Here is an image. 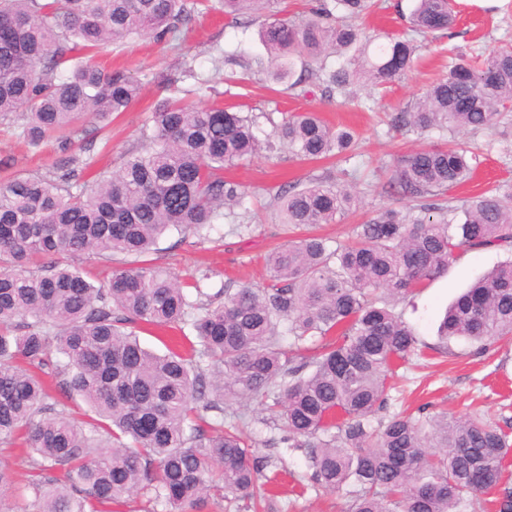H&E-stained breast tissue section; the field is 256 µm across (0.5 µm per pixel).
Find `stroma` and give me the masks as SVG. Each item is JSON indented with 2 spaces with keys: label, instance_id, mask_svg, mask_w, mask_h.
Listing matches in <instances>:
<instances>
[{
  "label": "stroma",
  "instance_id": "obj_1",
  "mask_svg": "<svg viewBox=\"0 0 512 512\" xmlns=\"http://www.w3.org/2000/svg\"><path fill=\"white\" fill-rule=\"evenodd\" d=\"M374 13L357 18L358 27L380 36L408 37L402 12L412 0H378ZM458 22L453 29L434 37L417 38L411 68L394 81L381 86L357 84L349 97H324L319 89L296 94L287 84L271 77L272 67L259 33L272 15L304 22L311 0H273L269 9L233 21L215 12L196 17L181 31L175 43H158L152 38L106 43L95 62L109 70L124 69L136 79L141 90L132 106L113 114L106 127L82 122L75 144L90 143L94 170L82 175L91 183L95 174L119 169L124 156L144 146L142 131L151 123L154 104L165 96L188 97L199 107H223L250 116L260 140L273 137V126L285 116L315 112L336 128L355 132L354 156L344 161L331 158L303 162L277 148L236 165L225 167V178L243 184L247 195L226 217L200 234L166 232L149 263L177 278L187 293L202 290L212 294L220 288L249 283L257 287L268 282L263 257L288 241L287 225L275 218L274 198L286 184L305 186L310 179L333 174L336 183L352 187L360 203L331 224L317 228V235L331 245L347 243L358 224L378 210L394 206L408 209L373 178L376 170L391 168L403 154L449 142L473 143L480 149L479 163L470 180L450 192L455 201L475 198L488 189H512V113L488 129L432 131L424 135L389 131L393 112L422 96L436 81L447 77L452 54L471 49L491 51L512 44V0H457ZM192 76H184L185 68ZM174 76L170 88H162L163 75ZM206 92H199V85ZM18 127L0 125V181L13 175L47 172L63 157L55 141L40 147L28 146L18 137ZM507 256L505 249L462 251L445 274L427 282L425 288L395 310L415 331L418 350L408 360L396 362L400 388L391 390L387 415L435 416L442 413L463 417L480 413L494 421L512 420V340L497 341L484 352H476L465 340L442 344L437 330L445 309L469 285ZM246 410L243 433L252 442L262 479L271 480L276 490L270 512H344L346 492H332L306 482L307 464L301 452L280 443L281 433L263 424L260 401L247 405L228 399L225 415Z\"/></svg>",
  "mask_w": 512,
  "mask_h": 512
}]
</instances>
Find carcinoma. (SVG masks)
I'll return each mask as SVG.
<instances>
[{
  "label": "carcinoma",
  "instance_id": "cac0c4a2",
  "mask_svg": "<svg viewBox=\"0 0 512 512\" xmlns=\"http://www.w3.org/2000/svg\"><path fill=\"white\" fill-rule=\"evenodd\" d=\"M269 0H220L243 15ZM373 0H317L302 24L277 18L261 30L273 77L324 95H346L364 80L384 85L410 67L409 38H375L346 23ZM211 0H0V124L21 114V136L37 148L54 139L67 156L55 171L0 182V444L22 441L31 500L22 512H100L135 493L151 494L171 512H193L211 495L266 501L254 452L241 436L244 414L224 421V399L267 400L265 421L281 442L305 454L309 480L349 491L345 512H467L472 495H494L495 512H512L503 460L512 425L487 418L394 415L386 409L391 366L415 352L412 329L394 304L448 270L460 250L512 248V192H487L463 205L440 198L466 181L475 153L460 145L402 155L385 188L417 201L384 208L355 228V242L331 248L304 235L265 257L270 284L224 288L191 301L166 272L122 266L94 285L80 257L112 261L141 256L168 230L198 232L239 206L245 188L224 179V165L261 150L253 120L222 108L167 98L152 113L147 146L120 169L75 192L93 164L89 149L71 152L75 126L126 111L139 85L75 52L148 35L169 42ZM453 0H414L409 30L435 34L456 20ZM327 49L342 61L333 67ZM310 65L294 76V59ZM512 112V48L478 64L459 52L448 77L395 113L390 128L425 133L485 129ZM275 144L313 161L351 152L355 137L313 112L275 125ZM280 222L292 228L330 224L356 198L313 178L276 194ZM48 259L32 266V258ZM140 323L190 325L199 349L161 356L144 349ZM336 333L310 361L293 362L281 341L298 346ZM512 335V258L461 294L440 326L442 342L463 339L480 351ZM23 359L59 378L61 394L80 397L91 415L70 417ZM216 413L207 432L199 411ZM60 466L55 475L38 464Z\"/></svg>",
  "mask_w": 512,
  "mask_h": 512
}]
</instances>
